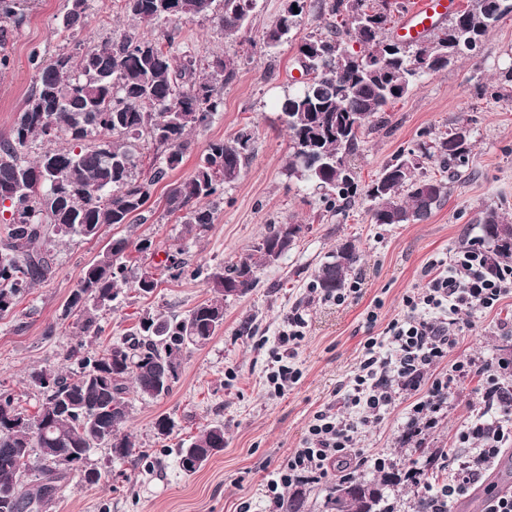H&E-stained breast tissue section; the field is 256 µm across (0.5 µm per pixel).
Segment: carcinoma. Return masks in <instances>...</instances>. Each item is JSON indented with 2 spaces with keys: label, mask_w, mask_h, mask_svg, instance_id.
<instances>
[{
  "label": "carcinoma",
  "mask_w": 512,
  "mask_h": 512,
  "mask_svg": "<svg viewBox=\"0 0 512 512\" xmlns=\"http://www.w3.org/2000/svg\"><path fill=\"white\" fill-rule=\"evenodd\" d=\"M89 0H68L57 29L74 35ZM137 30L103 45L63 52L38 68L12 137L0 141V204L10 203L0 239V312L9 310L30 288L52 272L49 251L39 243L53 231L62 236L94 238L104 226L134 224L153 187L183 161L189 134L206 125L224 106V84L236 75L238 60H212L198 74L188 57L176 61L162 43L172 45L182 19L211 16L227 36L249 24L257 0H124ZM297 8L281 11L262 31L267 55L293 39L309 15L323 21L322 32L302 39L298 62L307 80L285 95L279 120L288 130L291 159L288 177L321 191L331 212L339 213L358 197L369 202L375 224L423 221L448 197L443 180L416 170L435 158L448 177L461 176L472 152L471 129L459 123L433 144L422 141L389 160L378 177L362 186L351 160L361 136L386 126L390 103L404 97L425 76L448 69L469 42L481 43L503 17L512 0H472V4L437 27L432 37L404 51L387 48L393 17L407 0H293ZM21 0H0V49L19 25ZM147 136L160 149L138 175L143 161L133 141ZM46 144L35 158L29 145ZM64 139L68 147L50 144ZM253 150V133L207 144L192 173L172 183L165 210L187 231L216 220L211 197L239 178ZM481 240L489 245L486 271L498 273L512 261V223L487 207L477 218ZM274 224L246 257L208 274L213 297L182 317L144 316L130 338L103 353L86 356L82 371L66 376L50 369L30 372L42 395L37 411L19 410L13 398L0 395V512H47L62 482L76 477L97 485L102 473L86 465L88 453L100 446L119 458L134 448L127 424L130 391L148 399L168 394L177 377L183 348L206 345L224 324V300L235 288L245 294L256 287L257 271L272 265L295 244L298 235ZM153 242L116 239L85 267L68 297L64 316H75L84 335L98 332L94 311L112 307L119 286L127 283L129 250L145 253ZM360 261L356 246L336 247L318 269L313 287L326 297L340 293ZM158 286L156 268L147 267L135 288L148 294ZM224 448V426L203 428L178 449L183 471L196 472ZM34 476L29 486L23 478ZM401 477L382 471L366 482L350 478L331 488L324 512H389L384 489Z\"/></svg>",
  "instance_id": "carcinoma-1"
}]
</instances>
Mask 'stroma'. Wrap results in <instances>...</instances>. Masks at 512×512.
I'll list each match as a JSON object with an SVG mask.
<instances>
[{"instance_id":"stroma-1","label":"stroma","mask_w":512,"mask_h":512,"mask_svg":"<svg viewBox=\"0 0 512 512\" xmlns=\"http://www.w3.org/2000/svg\"><path fill=\"white\" fill-rule=\"evenodd\" d=\"M284 0H258L249 31L224 36L210 19L179 22L173 56L194 57L205 67L217 56L239 60L235 78L224 88V110L191 134V147L180 167L156 185L144 223L106 226L97 237L50 235L54 273L0 314V393L11 394L17 406L34 412L41 398L27 374L34 369L75 373L80 369L72 350L95 354L123 342L146 314L182 316L210 298L206 276L213 269L251 253L273 224H301L305 230L278 263L260 268L256 288L224 304V326L203 347L184 348L172 392L158 400L130 399L128 431L135 448L118 459L110 449H92L87 463L105 475L104 484L88 486L65 481L50 512H270L266 476L295 448L301 447L314 414L327 405H342L367 337L383 335L387 324L405 312L403 298L425 282L431 260L452 256L481 236L476 222L481 209L498 207L512 220V101L495 99L500 74L512 66V15L502 19L475 54L448 70L424 77L407 96L389 105V124L366 134L353 159L361 184H370L382 166L399 152L414 148L422 137L448 132L467 122L474 144L468 167L453 183L445 204L423 221L375 224L369 204L356 201L346 212L326 211L319 191L290 178L289 137L278 119V102L296 87L301 69L297 44L288 42L268 63L260 47L263 29L279 14ZM67 0H32L7 45L9 65L0 71V139L10 137L18 112L33 84L39 63L70 51L75 43L105 42L135 28L123 0H90L75 39L56 31ZM255 135V150L239 179L225 186L216 200V220L186 232L165 215L167 183L186 177L209 142L232 138L241 128ZM149 237L155 254H133V268L156 266L166 254L183 266L177 277L162 274L158 287L140 294L124 285L111 308L97 313L100 332L80 335L63 315L66 300L86 264L106 244L120 238ZM362 254L350 274L357 292L344 302L325 299L313 286L326 257L344 241ZM302 313L305 337L293 364L301 378L284 396L271 395L266 375L272 352L291 311ZM377 311L367 323L368 311ZM512 316V295L488 313L460 319V339L449 361L468 357L512 361V337L499 323ZM480 384L458 386L448 410L435 426L405 439L404 423L414 398L400 395L380 423L362 428L359 463L354 474L377 478L375 457L384 456L399 471L435 458L432 483L447 484L451 475L440 452L456 445L478 402ZM167 416L174 423L168 439H158L154 422ZM224 426V448L202 468L184 472L177 448L205 426Z\"/></svg>"}]
</instances>
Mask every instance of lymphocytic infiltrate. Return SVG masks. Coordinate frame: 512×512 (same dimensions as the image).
I'll use <instances>...</instances> for the list:
<instances>
[{
	"label": "lymphocytic infiltrate",
	"instance_id": "obj_1",
	"mask_svg": "<svg viewBox=\"0 0 512 512\" xmlns=\"http://www.w3.org/2000/svg\"><path fill=\"white\" fill-rule=\"evenodd\" d=\"M486 254L479 243L457 251L449 259L431 263L424 286L404 297L407 309L393 319L384 335L363 345L358 372L342 408L317 412L301 448L295 449L267 481L274 508H281L282 489L316 483L343 473L356 455L359 430L380 420L398 391L420 393L410 409L406 429L421 433L437 422L455 385L472 376L481 378L480 408L458 436L463 453L447 484L433 490L419 479L424 512H447L449 500L469 492L495 462L503 445L512 441V386L505 377L511 365L487 359L456 362L445 373L436 368L457 344L454 329L460 315L494 308L512 294V265L487 276Z\"/></svg>",
	"mask_w": 512,
	"mask_h": 512
}]
</instances>
